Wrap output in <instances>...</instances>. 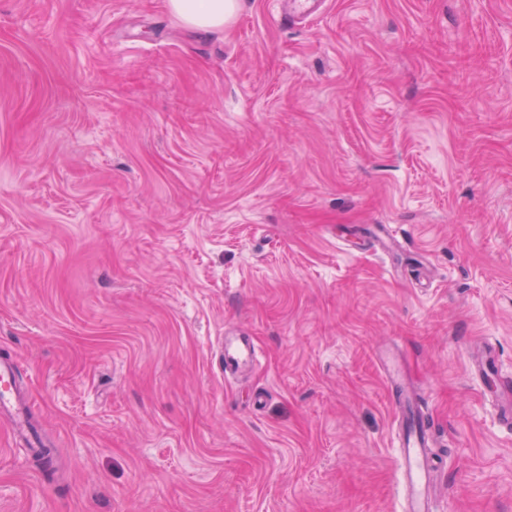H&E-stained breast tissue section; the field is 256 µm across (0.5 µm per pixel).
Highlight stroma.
<instances>
[{
    "mask_svg": "<svg viewBox=\"0 0 512 512\" xmlns=\"http://www.w3.org/2000/svg\"><path fill=\"white\" fill-rule=\"evenodd\" d=\"M0 0V512H399L402 358L442 512H512V0ZM258 362L224 375L225 343ZM170 15L201 31L224 28L238 8L236 0H164ZM18 367L13 360H0V415L10 419L15 445L21 444L33 453L47 446L44 437L38 435L30 415L28 400L17 389Z\"/></svg>",
    "mask_w": 512,
    "mask_h": 512,
    "instance_id": "35a3bbf8",
    "label": "stroma"
}]
</instances>
